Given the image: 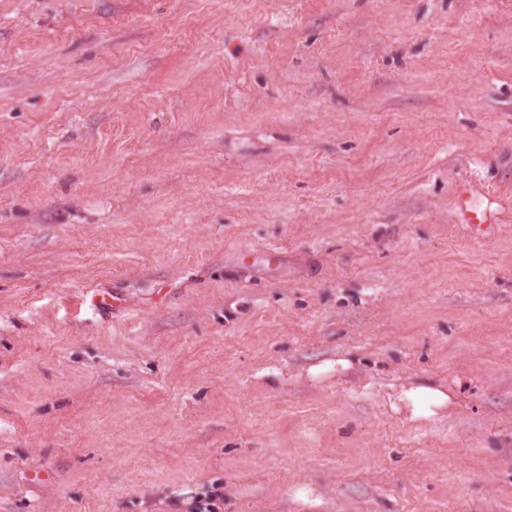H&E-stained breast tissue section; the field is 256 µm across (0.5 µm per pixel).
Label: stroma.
<instances>
[{"instance_id":"1","label":"stroma","mask_w":512,"mask_h":512,"mask_svg":"<svg viewBox=\"0 0 512 512\" xmlns=\"http://www.w3.org/2000/svg\"><path fill=\"white\" fill-rule=\"evenodd\" d=\"M205 503L512 512V0H0V512ZM472 191L464 188L457 197V207L463 216L467 217V222L472 224L477 231L483 229V224H490L489 215L486 211H481L471 205ZM396 399L412 421H432L449 411L456 402L453 390L430 382L410 384L402 388Z\"/></svg>"}]
</instances>
